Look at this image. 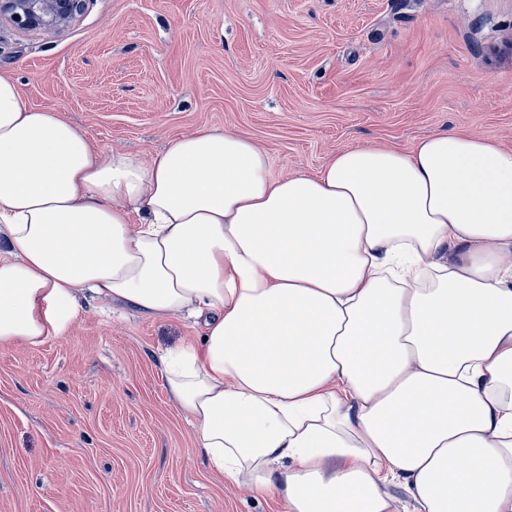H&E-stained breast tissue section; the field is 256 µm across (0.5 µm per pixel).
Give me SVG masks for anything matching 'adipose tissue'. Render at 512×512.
I'll use <instances>...</instances> for the list:
<instances>
[{
	"mask_svg": "<svg viewBox=\"0 0 512 512\" xmlns=\"http://www.w3.org/2000/svg\"><path fill=\"white\" fill-rule=\"evenodd\" d=\"M0 345L86 298L204 321L165 389L282 512H512V149L438 132L270 174L244 131L105 153L0 77Z\"/></svg>",
	"mask_w": 512,
	"mask_h": 512,
	"instance_id": "adipose-tissue-1",
	"label": "adipose tissue"
}]
</instances>
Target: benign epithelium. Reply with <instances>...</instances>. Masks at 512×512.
Returning a JSON list of instances; mask_svg holds the SVG:
<instances>
[{"instance_id":"1","label":"benign epithelium","mask_w":512,"mask_h":512,"mask_svg":"<svg viewBox=\"0 0 512 512\" xmlns=\"http://www.w3.org/2000/svg\"><path fill=\"white\" fill-rule=\"evenodd\" d=\"M85 0H0V19L19 30L65 31Z\"/></svg>"}]
</instances>
